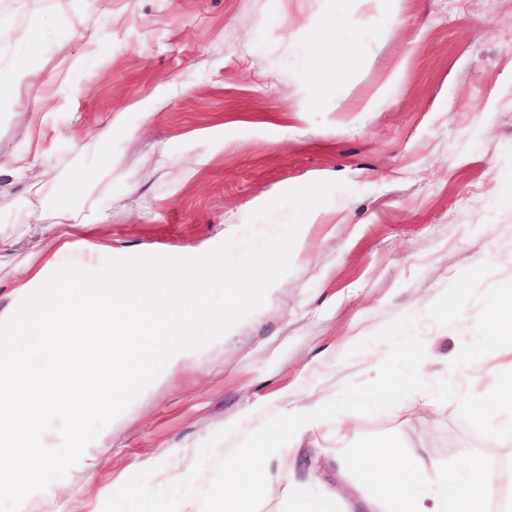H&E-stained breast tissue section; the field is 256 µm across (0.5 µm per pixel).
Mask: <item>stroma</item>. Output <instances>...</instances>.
<instances>
[{
	"mask_svg": "<svg viewBox=\"0 0 512 512\" xmlns=\"http://www.w3.org/2000/svg\"><path fill=\"white\" fill-rule=\"evenodd\" d=\"M11 0L0 38V233L17 259L197 257L315 181L264 306L192 352L104 430L92 479L23 512H368L388 448L411 500L472 462L478 512H512V372L493 313L512 289V0ZM48 36L22 69L16 37ZM34 161L32 172L12 165ZM84 182L73 186L74 173ZM68 224L70 245L44 229ZM398 386L381 402L374 385ZM294 467L257 436L296 407ZM320 423V410L314 407L299 409L287 423L276 431L262 433L257 441V448L266 458L272 459L282 455L286 448H282V438L285 433L289 436L297 435L301 431ZM281 430H284L281 432ZM385 456H386V454H385V451L383 448L374 449L371 457H368L367 459H365L366 467H367L368 472L372 476L380 478L381 480L384 481V483H386V485L389 488L395 489L396 481L392 476V471L394 469L395 463L392 460H387L383 465L377 466L376 465L377 462L373 460V459H378L381 457L385 459L386 458ZM232 496H224V512H245L244 506L250 500L253 494L255 479L254 477L236 478L231 477Z\"/></svg>",
	"mask_w": 512,
	"mask_h": 512,
	"instance_id": "35a3bbf8",
	"label": "stroma"
}]
</instances>
